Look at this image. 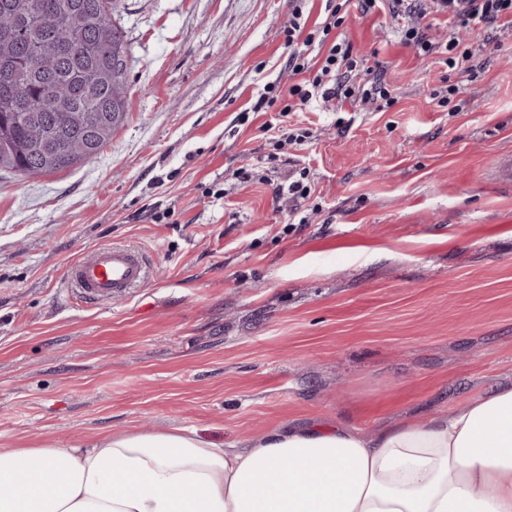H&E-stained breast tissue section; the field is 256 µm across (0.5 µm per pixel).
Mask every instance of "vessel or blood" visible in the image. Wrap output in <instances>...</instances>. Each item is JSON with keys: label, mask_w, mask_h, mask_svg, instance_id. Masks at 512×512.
<instances>
[{"label": "vessel or blood", "mask_w": 512, "mask_h": 512, "mask_svg": "<svg viewBox=\"0 0 512 512\" xmlns=\"http://www.w3.org/2000/svg\"><path fill=\"white\" fill-rule=\"evenodd\" d=\"M147 276L143 254L129 246L101 245L72 262L65 273L67 290L91 303L127 296Z\"/></svg>", "instance_id": "vessel-or-blood-1"}]
</instances>
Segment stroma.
<instances>
[{
    "label": "stroma",
    "instance_id": "1",
    "mask_svg": "<svg viewBox=\"0 0 512 512\" xmlns=\"http://www.w3.org/2000/svg\"><path fill=\"white\" fill-rule=\"evenodd\" d=\"M128 110L95 158L0 172V448L135 428L218 446L285 423L370 434L512 382V30L465 83L347 0L332 36L373 55L391 102L248 113L288 80L284 30L325 0H123ZM310 130L275 147L265 123ZM248 168L252 181L234 173ZM308 168L302 209L259 176ZM142 249L152 274L88 303L87 249Z\"/></svg>",
    "mask_w": 512,
    "mask_h": 512
}]
</instances>
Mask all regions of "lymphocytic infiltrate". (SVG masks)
I'll return each mask as SVG.
<instances>
[{"label": "lymphocytic infiltrate", "mask_w": 512, "mask_h": 512, "mask_svg": "<svg viewBox=\"0 0 512 512\" xmlns=\"http://www.w3.org/2000/svg\"><path fill=\"white\" fill-rule=\"evenodd\" d=\"M363 12L380 11L389 14L397 26L399 42L412 49L419 58L437 56L439 62L458 74L475 77L487 62L485 46L455 37L457 29L480 32L498 27L512 28V0H360ZM339 6H328L327 16L319 33L305 32L299 23H290L285 31L286 42L292 51L288 56V73L295 83L281 90L278 96L260 95L253 109L268 111L275 101H283V113L293 112L310 102L344 104L357 100L374 104L387 99L388 90L381 76L365 78L364 63L351 43L329 42L328 37L340 23ZM430 15L444 16L450 32L432 36L425 19ZM326 44L318 60L305 55L306 47Z\"/></svg>", "instance_id": "lymphocytic-infiltrate-1"}]
</instances>
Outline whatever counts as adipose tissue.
<instances>
[{
  "mask_svg": "<svg viewBox=\"0 0 512 512\" xmlns=\"http://www.w3.org/2000/svg\"><path fill=\"white\" fill-rule=\"evenodd\" d=\"M0 512H512V384L369 438L286 424L240 449L184 431L2 449Z\"/></svg>",
  "mask_w": 512,
  "mask_h": 512,
  "instance_id": "1",
  "label": "adipose tissue"
}]
</instances>
